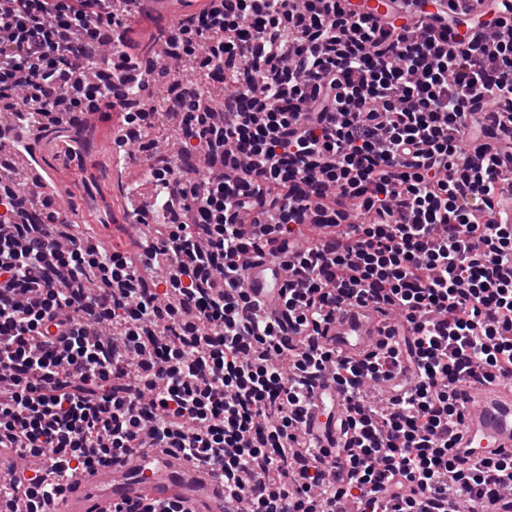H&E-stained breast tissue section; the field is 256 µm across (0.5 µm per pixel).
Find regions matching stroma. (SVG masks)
<instances>
[{"label":"stroma","instance_id":"obj_1","mask_svg":"<svg viewBox=\"0 0 512 512\" xmlns=\"http://www.w3.org/2000/svg\"><path fill=\"white\" fill-rule=\"evenodd\" d=\"M207 0H169L168 17L147 14L133 18L130 39L145 48L152 30L168 19L184 18L205 7ZM120 110H113L108 122L93 121L81 130L59 129L38 143L40 171L51 176L67 194L68 219L114 251L136 253L139 249L133 229L126 187L113 170L112 128L120 122Z\"/></svg>","mask_w":512,"mask_h":512}]
</instances>
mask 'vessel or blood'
Masks as SVG:
<instances>
[{
  "label": "vessel or blood",
  "mask_w": 512,
  "mask_h": 512,
  "mask_svg": "<svg viewBox=\"0 0 512 512\" xmlns=\"http://www.w3.org/2000/svg\"><path fill=\"white\" fill-rule=\"evenodd\" d=\"M285 281L284 271L267 279L262 267L251 269L246 278L248 290L278 289ZM383 318L370 308L337 312L330 334L336 348L349 352L363 348L385 335ZM467 417L455 452L460 460L494 458L512 451V383L496 381L475 384L461 391ZM307 429L321 442L334 436L327 427L322 403L312 406ZM148 497L165 503L180 500L186 512H224V486L208 470L194 467L178 455L144 460L133 457L118 461L97 473L76 470L69 478V489L56 502L52 512H109L113 502Z\"/></svg>",
  "instance_id": "b4317fda"
}]
</instances>
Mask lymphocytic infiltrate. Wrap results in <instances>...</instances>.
<instances>
[{"label":"lymphocytic infiltrate","instance_id":"1","mask_svg":"<svg viewBox=\"0 0 512 512\" xmlns=\"http://www.w3.org/2000/svg\"><path fill=\"white\" fill-rule=\"evenodd\" d=\"M116 24L109 0H0V140L111 119L115 79L140 83ZM163 52L223 71L224 109L170 78L171 156L156 108H125L170 213L150 246H89L48 197L33 223L0 175V512H50L73 468L134 453L208 467L238 512H496L512 452L454 448L459 390L512 379V0H208ZM266 256L292 275L278 318L244 287ZM353 306L397 326L345 355L326 336ZM326 380L332 451L302 429Z\"/></svg>","mask_w":512,"mask_h":512}]
</instances>
